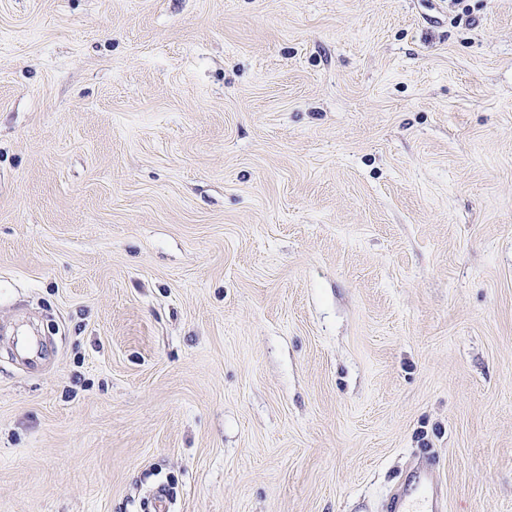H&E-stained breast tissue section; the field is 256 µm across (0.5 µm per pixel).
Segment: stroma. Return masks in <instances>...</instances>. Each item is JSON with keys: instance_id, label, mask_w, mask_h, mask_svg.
I'll use <instances>...</instances> for the list:
<instances>
[{"instance_id": "stroma-1", "label": "stroma", "mask_w": 512, "mask_h": 512, "mask_svg": "<svg viewBox=\"0 0 512 512\" xmlns=\"http://www.w3.org/2000/svg\"><path fill=\"white\" fill-rule=\"evenodd\" d=\"M0 0V512H512V0ZM423 509L415 508L421 502ZM393 512H445L446 500L432 469L420 464L413 468L407 483L390 498Z\"/></svg>"}]
</instances>
